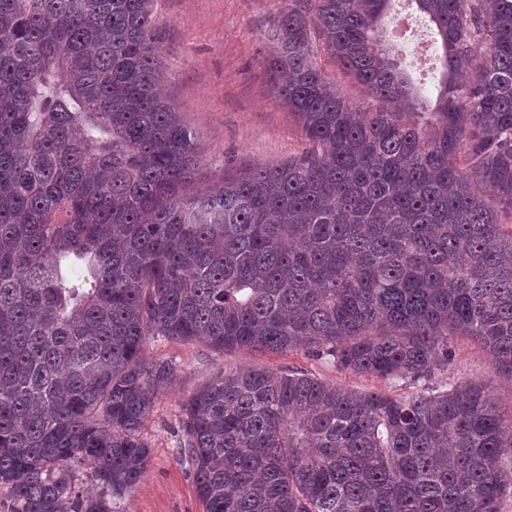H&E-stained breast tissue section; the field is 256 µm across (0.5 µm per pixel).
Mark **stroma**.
<instances>
[{"label": "stroma", "instance_id": "1", "mask_svg": "<svg viewBox=\"0 0 512 512\" xmlns=\"http://www.w3.org/2000/svg\"><path fill=\"white\" fill-rule=\"evenodd\" d=\"M288 0H156L163 88L175 111L200 132L199 156L207 183L222 182L254 164L274 166L301 155L308 144L295 117L282 103L265 64L275 52L271 22ZM440 50L417 62L411 45L391 44V60L407 72L420 96L436 100ZM454 358L430 382L478 380L494 391L502 409L512 408V381L495 376L478 348L455 339ZM148 360L175 362L176 383L157 397L143 436L151 448L142 482L120 504L122 512H204L189 464L176 452L181 435L180 400L211 377L240 367L301 370L360 391L400 394L408 381L382 380L338 371L326 359L289 354L218 352L195 343L157 338Z\"/></svg>", "mask_w": 512, "mask_h": 512}]
</instances>
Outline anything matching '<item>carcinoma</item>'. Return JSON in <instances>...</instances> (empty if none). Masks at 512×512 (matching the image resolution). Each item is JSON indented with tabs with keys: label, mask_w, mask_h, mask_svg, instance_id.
<instances>
[{
	"label": "carcinoma",
	"mask_w": 512,
	"mask_h": 512,
	"mask_svg": "<svg viewBox=\"0 0 512 512\" xmlns=\"http://www.w3.org/2000/svg\"><path fill=\"white\" fill-rule=\"evenodd\" d=\"M409 2L442 49L434 105L389 58L392 0H289L267 66L309 150L201 193L155 0H0L9 512H119L178 372L151 339L416 383L462 337L512 380V0ZM318 37L368 102L327 79ZM179 405L204 512H501L512 493V411L479 381L390 396L247 367Z\"/></svg>",
	"instance_id": "obj_1"
}]
</instances>
